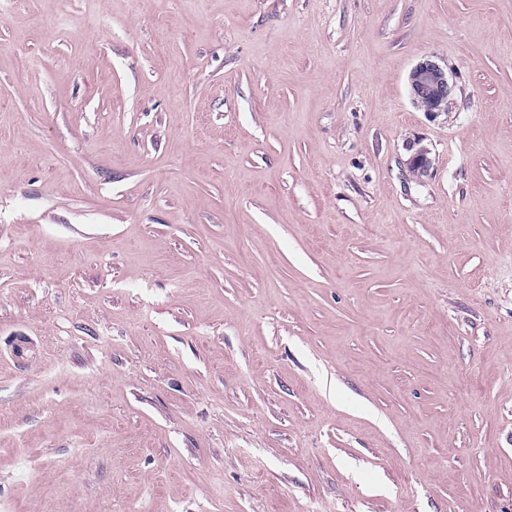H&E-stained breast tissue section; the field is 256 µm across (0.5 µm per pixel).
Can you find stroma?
<instances>
[{"label":"stroma","instance_id":"stroma-1","mask_svg":"<svg viewBox=\"0 0 512 512\" xmlns=\"http://www.w3.org/2000/svg\"><path fill=\"white\" fill-rule=\"evenodd\" d=\"M1 506L512 512V0H11ZM432 55L423 56L409 71L407 86L414 107L428 118H436L448 110L453 84L447 66H442ZM408 150L410 156L406 161V168L413 175V178L427 175L433 166L429 149L413 144L408 147Z\"/></svg>","mask_w":512,"mask_h":512}]
</instances>
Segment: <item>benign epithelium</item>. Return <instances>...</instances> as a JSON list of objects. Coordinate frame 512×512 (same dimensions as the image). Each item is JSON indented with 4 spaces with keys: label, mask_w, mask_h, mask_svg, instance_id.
Returning <instances> with one entry per match:
<instances>
[{
    "label": "benign epithelium",
    "mask_w": 512,
    "mask_h": 512,
    "mask_svg": "<svg viewBox=\"0 0 512 512\" xmlns=\"http://www.w3.org/2000/svg\"><path fill=\"white\" fill-rule=\"evenodd\" d=\"M407 86L412 104L427 117L433 119L448 111L453 84L450 82L447 66L437 62L434 56H423L411 68ZM408 150L410 156L406 161L407 170L415 178L428 174L433 166L429 149L413 144Z\"/></svg>",
    "instance_id": "7a95c632"
}]
</instances>
